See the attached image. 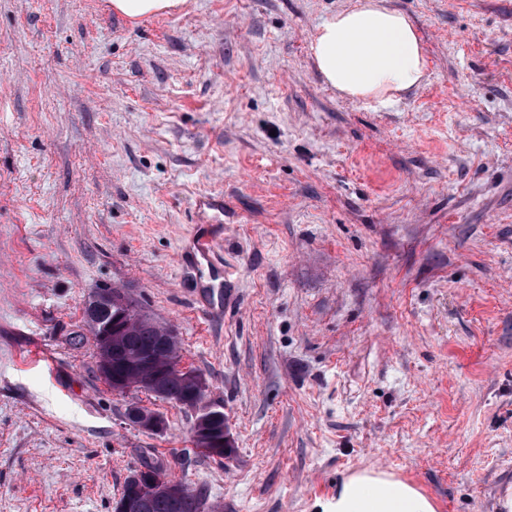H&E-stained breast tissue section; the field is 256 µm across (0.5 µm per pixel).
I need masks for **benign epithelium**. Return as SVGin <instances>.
<instances>
[{
    "instance_id": "obj_1",
    "label": "benign epithelium",
    "mask_w": 512,
    "mask_h": 512,
    "mask_svg": "<svg viewBox=\"0 0 512 512\" xmlns=\"http://www.w3.org/2000/svg\"><path fill=\"white\" fill-rule=\"evenodd\" d=\"M100 304L127 308L124 292L116 288L96 291L92 306ZM87 319L97 343L99 374L112 385V391L124 393L130 389H141L158 396L167 378L172 376L183 378L192 392V397L184 402V407L195 413L192 429L194 447L219 460L229 455V450L232 448L229 430L212 424L214 415L210 413L208 403L199 398V393L206 388L205 380L199 373L185 368L179 359L169 360L159 365L156 372L144 383L135 375L136 364L121 361L116 357L120 337L113 335L112 325L102 324L91 312L88 313ZM128 417L131 422L145 430L162 429L158 415L147 408L134 406L129 410ZM186 490L185 484L157 477L143 467L127 479L124 495L120 496L113 505V512H142L145 501L156 497L166 499L175 510L179 507Z\"/></svg>"
}]
</instances>
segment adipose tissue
I'll list each match as a JSON object with an SVG mask.
<instances>
[{
	"mask_svg": "<svg viewBox=\"0 0 512 512\" xmlns=\"http://www.w3.org/2000/svg\"><path fill=\"white\" fill-rule=\"evenodd\" d=\"M310 51L322 79L343 96L381 104L419 86L427 71L415 24L387 0H352L315 28ZM316 512H437L434 500L409 481L374 468L342 477Z\"/></svg>",
	"mask_w": 512,
	"mask_h": 512,
	"instance_id": "ef3b65f1",
	"label": "adipose tissue"
}]
</instances>
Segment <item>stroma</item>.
I'll return each mask as SVG.
<instances>
[{
  "label": "stroma",
  "instance_id": "obj_1",
  "mask_svg": "<svg viewBox=\"0 0 512 512\" xmlns=\"http://www.w3.org/2000/svg\"><path fill=\"white\" fill-rule=\"evenodd\" d=\"M349 0H0V512H113L160 466L219 512H313L380 467L439 512L512 484V0H388L424 82L353 101L310 57ZM224 198L204 224L197 196ZM210 235L212 264L194 242ZM223 270L232 288H213ZM123 290L172 326L234 446L98 372ZM158 413L144 430L132 406ZM180 0H109L112 12L135 21L175 8Z\"/></svg>",
  "mask_w": 512,
  "mask_h": 512
}]
</instances>
